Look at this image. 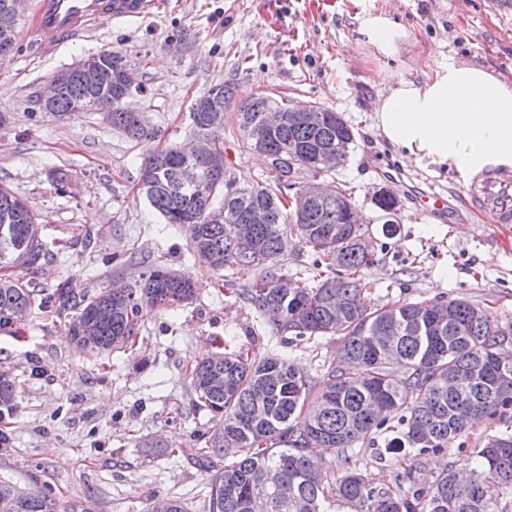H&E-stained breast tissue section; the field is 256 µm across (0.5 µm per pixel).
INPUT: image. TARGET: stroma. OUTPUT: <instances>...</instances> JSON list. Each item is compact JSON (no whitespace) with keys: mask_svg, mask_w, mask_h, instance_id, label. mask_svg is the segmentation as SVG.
I'll list each match as a JSON object with an SVG mask.
<instances>
[{"mask_svg":"<svg viewBox=\"0 0 512 512\" xmlns=\"http://www.w3.org/2000/svg\"><path fill=\"white\" fill-rule=\"evenodd\" d=\"M379 11L411 33L398 58L357 41V17ZM31 18L21 15L15 50L0 59V186L27 200L47 254L5 275L41 296L64 281L93 296L133 282L161 256L194 277L199 294L177 309L148 313L133 348L99 355L80 350L67 334L68 317L40 303L24 320L1 322L0 372L19 387L14 410L0 417L10 435L0 447L1 480L48 494L57 512H151L161 498L209 512L210 475L185 451L204 447L215 422L193 404L188 364L227 342L256 344L311 376L336 363V337L314 348L294 334H275L194 259L187 234L167 227L140 192L146 144L105 113L44 110L49 81L93 54L125 55L140 85L127 105L157 131L160 146L192 139V103L217 82L236 86L240 99L275 93L339 112L354 130V146L320 180L353 187L354 204L373 228L367 305L442 296L512 321V251L496 245L497 228L475 215L462 226L440 224L403 202L396 232L387 236L372 200L393 167L456 195L467 187L456 171L403 159L376 135L373 105L391 79H426L435 58L452 56L512 80V0H153L146 16L98 21L89 37L48 54L35 50ZM223 139L236 186L260 185L266 159L244 149L237 133ZM505 431L512 432V410L417 463L401 452L377 459L373 447L358 443L331 468L340 474L350 467L372 485L406 492L432 485L445 468L476 469L474 448Z\"/></svg>","mask_w":512,"mask_h":512,"instance_id":"stroma-1","label":"stroma"}]
</instances>
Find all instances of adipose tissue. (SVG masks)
<instances>
[{"instance_id": "ef3b65f1", "label": "adipose tissue", "mask_w": 512, "mask_h": 512, "mask_svg": "<svg viewBox=\"0 0 512 512\" xmlns=\"http://www.w3.org/2000/svg\"><path fill=\"white\" fill-rule=\"evenodd\" d=\"M357 32L361 44L389 57L410 37L385 12L361 16ZM375 125L419 166L464 177L489 167L512 168V80L452 58L436 64L424 81L387 85L376 102Z\"/></svg>"}]
</instances>
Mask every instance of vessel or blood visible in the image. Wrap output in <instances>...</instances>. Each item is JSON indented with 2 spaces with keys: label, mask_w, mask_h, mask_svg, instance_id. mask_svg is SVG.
Segmentation results:
<instances>
[{
  "label": "vessel or blood",
  "mask_w": 512,
  "mask_h": 512,
  "mask_svg": "<svg viewBox=\"0 0 512 512\" xmlns=\"http://www.w3.org/2000/svg\"><path fill=\"white\" fill-rule=\"evenodd\" d=\"M148 6L149 0H40L35 17L37 47L44 53L54 51L87 37L93 21L137 16ZM392 181L411 205L440 222L468 212L503 229L512 225V170H494L473 180L455 202L435 187L407 184L403 175L393 176Z\"/></svg>",
  "instance_id": "1"
}]
</instances>
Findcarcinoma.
Masks as SVG:
<instances>
[{
    "instance_id": "1",
    "label": "carcinoma",
    "mask_w": 512,
    "mask_h": 512,
    "mask_svg": "<svg viewBox=\"0 0 512 512\" xmlns=\"http://www.w3.org/2000/svg\"><path fill=\"white\" fill-rule=\"evenodd\" d=\"M10 0H0V57L14 50L16 24ZM125 56L107 52V68L91 88L64 70L61 92L48 112L102 111L112 125L136 142L156 138L135 112L121 104L126 91L120 71ZM235 88L208 87L199 99L205 108L192 113L195 131L209 134L225 127V112ZM282 112L275 128L265 113ZM242 146L265 155L269 175L262 185L234 186L224 158V142L212 139L207 156L189 143L146 150L140 191L169 227L188 233L191 250L235 279L224 286L244 297L278 333L316 341L339 336V365L313 383L284 357L251 347L224 348L188 367L194 405L218 420L204 448L191 456L210 472L209 512H325L330 498L358 512H503L512 492V434L489 438L475 449L483 474L463 482L441 472L429 488L399 493L368 484L348 468L339 480L308 476L309 451L326 457L357 442L375 444L395 419L400 436L378 453L408 450L414 461L448 447L485 418L512 408V322L504 324L465 299L397 302L372 310L362 297L367 284L359 273L372 263L369 227L352 221V192L336 182L317 189L304 211L289 205L291 189L307 174L320 175L319 154L355 136L342 116L328 108L290 111L285 98L249 95L235 112ZM191 163L199 179L183 187L179 172ZM261 208L266 222L252 237L235 239V225ZM310 248L319 270L306 288L281 273L280 262L295 249ZM47 253L39 224L27 202L0 187V263L30 267ZM186 274L153 262L119 297L103 291L89 297L69 283L58 285L43 304L60 314L73 313L68 334L90 353L134 345L143 317L155 309H175L195 298ZM34 291L16 279L0 280V317L26 313ZM16 385L0 373V410L11 411ZM0 512H56L54 500L39 491L0 480Z\"/></svg>"
}]
</instances>
